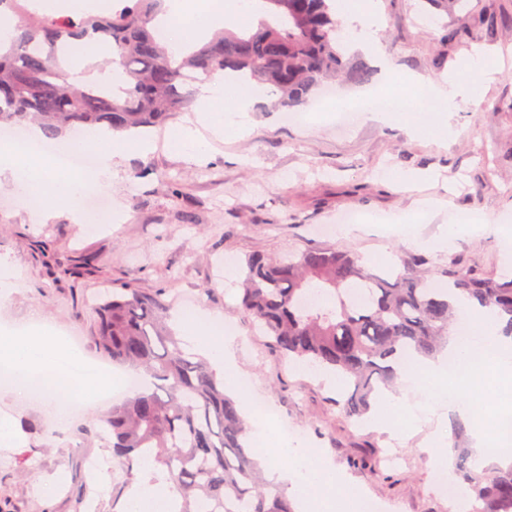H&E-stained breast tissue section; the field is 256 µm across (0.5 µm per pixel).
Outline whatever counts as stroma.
<instances>
[{"mask_svg":"<svg viewBox=\"0 0 512 512\" xmlns=\"http://www.w3.org/2000/svg\"><path fill=\"white\" fill-rule=\"evenodd\" d=\"M375 4L382 18L377 38L395 67V86L409 74L440 79L473 49L493 52L492 78L455 115L453 139L417 133V126L436 121L432 104L383 123L342 126L324 97L310 101L298 124L268 100L254 106L248 135L214 141L197 160L167 148V129L157 128L154 151L118 162L109 195L124 206L119 224L90 232L64 210L37 223L35 204L0 185V267L17 283L0 300V329L25 330L37 321L76 334L83 356L92 359L91 294L127 285L192 301L233 327L250 400L270 405L274 435L297 433L336 471L335 495L358 489L376 512H455V501L433 482V454L447 452L450 432L432 449L429 426L395 439L348 419L333 403L335 385L299 373L236 309L244 258L253 251L285 256L330 244L375 271L417 252L432 268L454 258L495 278L512 271V241L502 235L512 231V0H463L475 19L501 11L506 22L490 35L476 29L458 36L440 0ZM401 174L415 175V183L401 186ZM171 181L178 194L168 191ZM430 207L434 219L421 223ZM347 211L378 216L382 224L339 237L336 225ZM464 216L483 222V231L459 234L442 251L418 250L386 230L408 221L431 238ZM96 416L92 410L61 422L40 397L0 386V420L17 428L14 443L0 447V512H77L88 454L104 459L92 491L98 512H121L132 489L124 469L104 440L81 433Z\"/></svg>","mask_w":512,"mask_h":512,"instance_id":"1","label":"stroma"}]
</instances>
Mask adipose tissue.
Returning <instances> with one entry per match:
<instances>
[{
    "label": "adipose tissue",
    "mask_w": 512,
    "mask_h": 512,
    "mask_svg": "<svg viewBox=\"0 0 512 512\" xmlns=\"http://www.w3.org/2000/svg\"><path fill=\"white\" fill-rule=\"evenodd\" d=\"M335 7L347 36L376 59L381 83H391L394 69L383 55L375 36L381 18L370 0H336ZM243 20V15L235 10L225 16L203 10L197 12L179 34L167 30L162 37L169 50L175 52L212 34L223 25H235ZM489 59L488 51L478 49L441 82H424L416 75L412 76L411 81L423 83L428 93L439 102L442 111L454 113L478 97L480 80L490 73ZM267 93V86L257 83L248 85L212 81L203 84L200 88L201 108L169 131L167 139L170 146L187 158L195 159L209 151L210 136H221L227 130L247 133L252 107L265 100ZM424 107L425 103L420 99L405 102L392 98L383 108L371 92L346 95L328 105L329 110L353 109L359 112L362 119L379 122L402 109L420 111ZM63 146L76 152L96 150L101 156L100 166L89 175L68 177L63 170L34 157L18 145L1 143L0 184L20 187L33 201H48L55 208L68 210L73 223L93 229L101 219L96 214L81 210L77 205L78 199L91 187L111 186L116 157L125 152L148 153L151 144L87 130L75 137H64ZM178 322L189 342L210 358L218 372L223 373L226 388L239 397H246L247 391L240 384L236 371L237 336L229 331L217 335L216 315L204 311L179 315ZM79 358V352L66 349L60 338L53 336L39 323L35 324L30 334L24 336L0 332V364L13 372L18 387L25 389L32 380H40V397L48 404L60 405L70 395L96 394L111 386V376L96 374L81 377L68 370V363ZM265 475L268 481L285 488L288 498L300 512H308L316 492H329L336 481L335 472L325 466L313 449L288 438L280 439L276 448L271 450Z\"/></svg>",
    "instance_id": "1"
}]
</instances>
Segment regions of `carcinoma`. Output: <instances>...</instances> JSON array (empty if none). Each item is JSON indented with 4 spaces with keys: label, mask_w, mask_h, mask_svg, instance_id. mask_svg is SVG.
<instances>
[{
    "label": "carcinoma",
    "mask_w": 512,
    "mask_h": 512,
    "mask_svg": "<svg viewBox=\"0 0 512 512\" xmlns=\"http://www.w3.org/2000/svg\"><path fill=\"white\" fill-rule=\"evenodd\" d=\"M161 4L120 0L106 16H72L38 13L29 0H0V14L11 15L16 30L11 44L0 46V127L32 119L48 138L85 126L141 133L188 109L191 99L180 85L216 75L270 86L286 112L338 73L350 83L371 80L368 67L344 60L331 0H250L254 26L222 28L179 55L157 36ZM96 34L110 37L125 75L115 90L68 81L75 48ZM322 293L332 305L313 300ZM458 295L508 315L503 333L512 336V277L488 278L454 259L431 271L419 255L377 274L335 247L285 258L252 252L240 309L283 356L340 374L336 403L360 419L396 380L390 357H431L448 343ZM173 309L162 295L135 288L101 294L97 349L151 385L112 403L98 436L107 437L128 481L146 460L162 470L175 512H294L285 493L266 483L224 378L206 358L186 352L168 325ZM465 433L454 424L449 457L472 512H512V466H479L463 445Z\"/></svg>",
    "instance_id": "cac0c4a2"
}]
</instances>
